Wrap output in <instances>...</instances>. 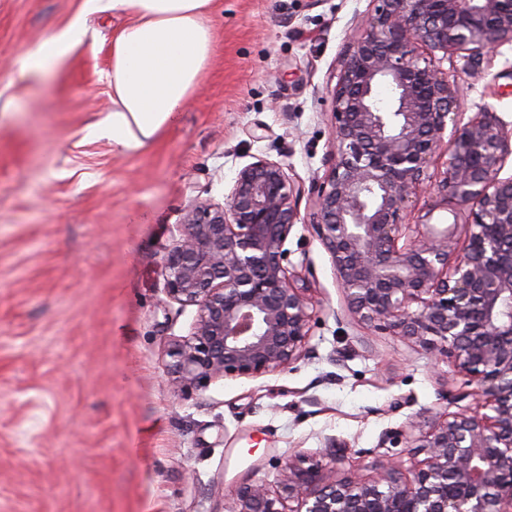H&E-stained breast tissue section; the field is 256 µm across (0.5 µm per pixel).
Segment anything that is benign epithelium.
<instances>
[{"instance_id":"1","label":"benign epithelium","mask_w":512,"mask_h":512,"mask_svg":"<svg viewBox=\"0 0 512 512\" xmlns=\"http://www.w3.org/2000/svg\"><path fill=\"white\" fill-rule=\"evenodd\" d=\"M329 91L328 170L306 190L263 156L239 168L224 204L194 205L165 259L166 296L196 308L167 350L176 392L256 379L307 353L314 308L286 243L309 226L347 311L451 364L453 412L385 434L379 473L294 453L274 480L241 482L231 512H512V131L495 112L464 118L448 68L476 74L512 46V0H373ZM391 87L377 104L379 84ZM446 156L433 172L436 158ZM426 212L408 216L420 192ZM437 209L453 221L430 222ZM425 458L405 466L398 447Z\"/></svg>"}]
</instances>
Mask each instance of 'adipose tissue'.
<instances>
[{
	"mask_svg": "<svg viewBox=\"0 0 512 512\" xmlns=\"http://www.w3.org/2000/svg\"><path fill=\"white\" fill-rule=\"evenodd\" d=\"M124 18L110 47L112 110L98 132L122 151L152 141L170 127L200 85L215 34L207 21L214 0H111ZM88 29L83 17L18 61L21 72L47 74Z\"/></svg>",
	"mask_w": 512,
	"mask_h": 512,
	"instance_id": "adipose-tissue-1",
	"label": "adipose tissue"
}]
</instances>
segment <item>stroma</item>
I'll return each instance as SVG.
<instances>
[{"label":"stroma","instance_id":"35a3bbf8","mask_svg":"<svg viewBox=\"0 0 512 512\" xmlns=\"http://www.w3.org/2000/svg\"><path fill=\"white\" fill-rule=\"evenodd\" d=\"M372 0H215L214 56L177 124L114 150L90 128L112 110L110 44L121 22L84 0H0V512H230L231 486L272 480L270 459L346 446L372 476L384 433L436 413L448 364L415 343L367 335L329 254L302 223L290 259L316 308L305 359L255 380L180 396L166 370L193 308L168 300L164 258L186 209L223 202L258 154L303 186L331 139L328 91L355 16ZM87 40L50 74L16 58L75 16ZM466 114L512 124V67L449 73Z\"/></svg>","mask_w":512,"mask_h":512}]
</instances>
